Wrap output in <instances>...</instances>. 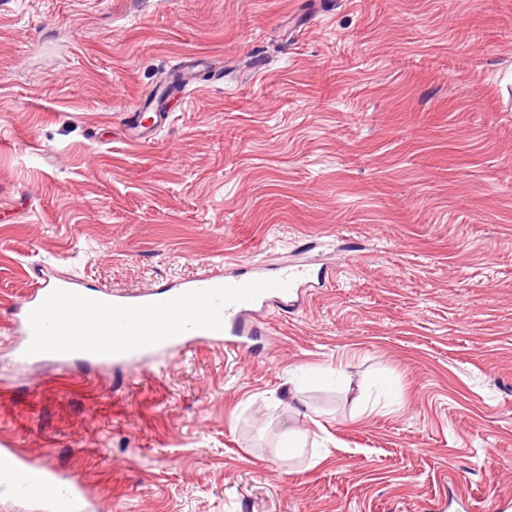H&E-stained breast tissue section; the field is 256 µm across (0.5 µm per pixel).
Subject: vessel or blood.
<instances>
[{
  "instance_id": "1",
  "label": "vessel or blood",
  "mask_w": 512,
  "mask_h": 512,
  "mask_svg": "<svg viewBox=\"0 0 512 512\" xmlns=\"http://www.w3.org/2000/svg\"><path fill=\"white\" fill-rule=\"evenodd\" d=\"M308 278L309 274L303 268L255 267L250 273L233 275L224 273L220 269L212 270L175 286L164 285L138 293L90 288L81 281L71 278L58 281L54 285L39 284L16 306L15 325L24 341L15 347L13 354L17 363L29 362L30 357L26 353V343L32 338L29 314L56 288L107 303L141 305L163 302L188 291L224 285H242L252 280H290L291 285L288 290H269L262 293L257 302H243L228 306L223 313L222 330L192 329L159 344L123 354L99 355L73 352L56 355L55 360L63 365L80 361L99 368L136 365L144 369L158 358L177 355L200 345H219L228 350L245 351L249 349L253 337L257 334L256 329L247 321L257 304L266 303L274 298L279 301L283 310L299 309L303 302L304 283ZM0 492L23 498L38 497L44 512H100L99 503L87 495L80 477L75 475L62 477L58 469L49 461H34L27 458L9 440L0 442Z\"/></svg>"
}]
</instances>
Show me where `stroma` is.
I'll use <instances>...</instances> for the list:
<instances>
[{
  "mask_svg": "<svg viewBox=\"0 0 512 512\" xmlns=\"http://www.w3.org/2000/svg\"><path fill=\"white\" fill-rule=\"evenodd\" d=\"M209 58L137 141L129 107ZM306 264L254 348L17 365L31 276ZM101 512L512 496V0H0V439Z\"/></svg>",
  "mask_w": 512,
  "mask_h": 512,
  "instance_id": "35a3bbf8",
  "label": "stroma"
}]
</instances>
